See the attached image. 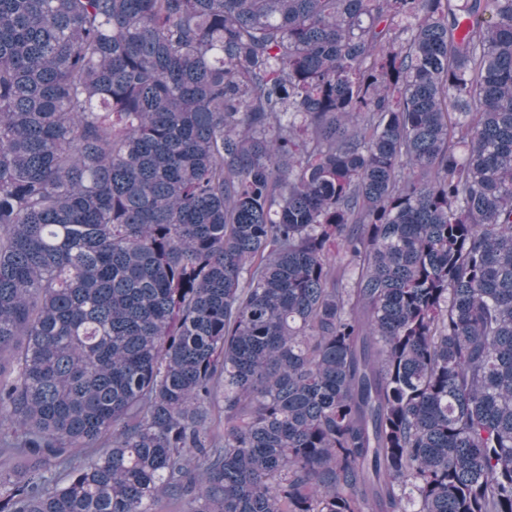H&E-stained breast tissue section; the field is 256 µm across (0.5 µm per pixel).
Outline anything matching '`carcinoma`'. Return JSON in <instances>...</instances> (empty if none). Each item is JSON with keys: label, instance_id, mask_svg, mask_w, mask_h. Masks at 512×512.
<instances>
[{"label": "carcinoma", "instance_id": "1", "mask_svg": "<svg viewBox=\"0 0 512 512\" xmlns=\"http://www.w3.org/2000/svg\"><path fill=\"white\" fill-rule=\"evenodd\" d=\"M164 498L512 512V0H0V512Z\"/></svg>", "mask_w": 512, "mask_h": 512}]
</instances>
